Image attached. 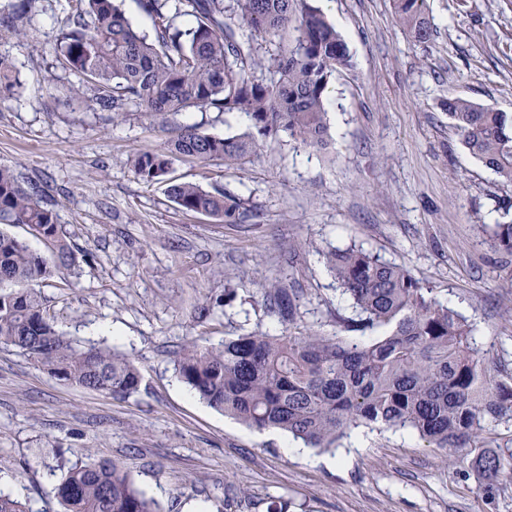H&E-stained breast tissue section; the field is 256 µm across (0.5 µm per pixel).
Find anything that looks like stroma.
Returning a JSON list of instances; mask_svg holds the SVG:
<instances>
[{"mask_svg": "<svg viewBox=\"0 0 512 512\" xmlns=\"http://www.w3.org/2000/svg\"><path fill=\"white\" fill-rule=\"evenodd\" d=\"M351 58L327 95L328 135L314 148L260 139L242 165L180 157L171 177L221 186L251 216L226 224L185 211L135 156L164 148L159 118L122 120L71 100L55 38L70 0H35L25 35L0 42L22 93L0 95V165L53 204L73 265L36 283L48 315L81 344L139 368L128 397L77 388L0 346V492L30 512H62L59 463L122 465L160 512H512V483L485 492L465 452L407 431L355 430L332 452L287 451L190 392L174 364L194 340L255 331L333 335L343 303L322 251L351 245L402 266L475 329L493 373L512 376V256L488 227L512 222V186L475 160L442 106L451 97L512 116V0H426L434 33L414 41L392 0H308ZM179 123L232 137L240 112L193 109ZM302 293L293 321L270 317L268 280Z\"/></svg>", "mask_w": 512, "mask_h": 512, "instance_id": "obj_1", "label": "stroma"}]
</instances>
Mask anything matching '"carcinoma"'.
Instances as JSON below:
<instances>
[{
	"label": "carcinoma",
	"instance_id": "obj_1",
	"mask_svg": "<svg viewBox=\"0 0 512 512\" xmlns=\"http://www.w3.org/2000/svg\"><path fill=\"white\" fill-rule=\"evenodd\" d=\"M35 0L0 9V40L24 33ZM152 36L139 34L114 0H75L56 44L59 65L77 77L72 97L122 117L128 106L174 119L190 109L242 112L251 130L216 137L177 124L165 150L133 161L137 176L166 185L182 209L237 222L248 209L222 187L204 190L169 177L173 158L242 164L258 139L284 132L308 145L327 136V90L350 65L345 41L307 0H138ZM398 22L418 42L433 28L424 0H394ZM193 26L183 30L180 19ZM297 32L289 43L263 46L258 38ZM21 87L0 57V90ZM469 154L512 185V119L461 97L444 102ZM23 224L45 242L61 266L75 258L54 209L13 170L0 166V225ZM491 245L512 255V222L489 229ZM352 316L346 331L383 328L380 336L344 338L309 330L299 336L253 331L220 347L186 343L176 352L183 383L211 407L248 427L278 429L320 450L360 427L408 429L434 448H471L489 424L512 421V380L488 370L474 347L475 329L440 301L434 289L404 268L351 245L322 252ZM56 270L49 258L0 230V344L21 350L54 378L80 388L129 396L138 392V367L112 349L81 347L61 334L31 284ZM296 290L264 285L268 312L285 323L294 316ZM471 467L490 489L512 480L501 453L482 449ZM64 512H158L116 462L68 467L57 487Z\"/></svg>",
	"mask_w": 512,
	"mask_h": 512
}]
</instances>
